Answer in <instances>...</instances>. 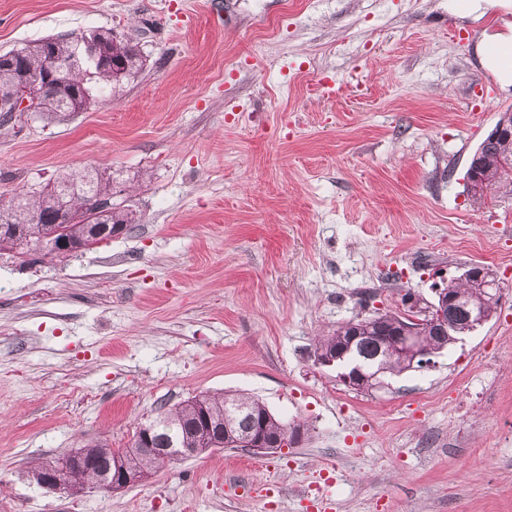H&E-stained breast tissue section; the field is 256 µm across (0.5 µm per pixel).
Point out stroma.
Wrapping results in <instances>:
<instances>
[{
    "label": "stroma",
    "instance_id": "obj_1",
    "mask_svg": "<svg viewBox=\"0 0 512 512\" xmlns=\"http://www.w3.org/2000/svg\"><path fill=\"white\" fill-rule=\"evenodd\" d=\"M498 2L476 20L463 0H0V54L111 29L146 59L67 121L0 126V193L95 167L139 216L68 257L0 250L10 512H512V194L464 188L512 110L477 55ZM474 264L500 305L430 367L361 392L316 364L318 336ZM205 392L310 432L112 493L34 479Z\"/></svg>",
    "mask_w": 512,
    "mask_h": 512
}]
</instances>
